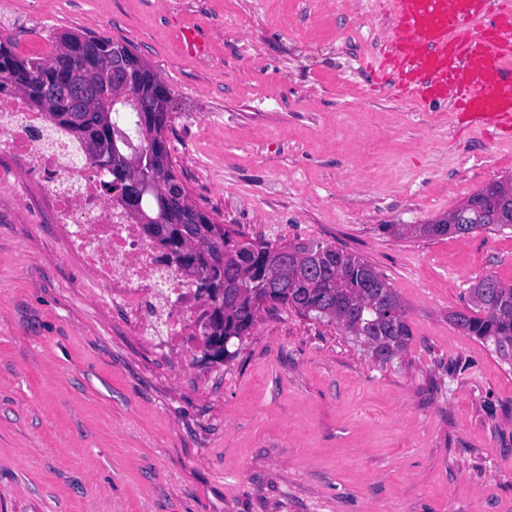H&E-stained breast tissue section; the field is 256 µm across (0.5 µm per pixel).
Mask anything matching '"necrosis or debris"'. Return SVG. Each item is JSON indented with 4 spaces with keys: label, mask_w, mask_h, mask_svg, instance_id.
Returning a JSON list of instances; mask_svg holds the SVG:
<instances>
[{
    "label": "necrosis or debris",
    "mask_w": 512,
    "mask_h": 512,
    "mask_svg": "<svg viewBox=\"0 0 512 512\" xmlns=\"http://www.w3.org/2000/svg\"><path fill=\"white\" fill-rule=\"evenodd\" d=\"M45 128V118L21 94L0 90V155L12 158L23 182L41 187L51 221L71 228L73 249L91 281L127 309L140 335L163 334L177 350L199 344L197 328L186 322L207 308L198 282L165 261L121 206L104 200L100 167L48 140Z\"/></svg>",
    "instance_id": "1"
}]
</instances>
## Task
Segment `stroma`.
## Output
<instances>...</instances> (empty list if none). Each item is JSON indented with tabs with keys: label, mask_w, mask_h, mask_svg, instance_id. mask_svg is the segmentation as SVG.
I'll list each match as a JSON object with an SVG mask.
<instances>
[{
	"label": "stroma",
	"mask_w": 512,
	"mask_h": 512,
	"mask_svg": "<svg viewBox=\"0 0 512 512\" xmlns=\"http://www.w3.org/2000/svg\"><path fill=\"white\" fill-rule=\"evenodd\" d=\"M66 31L128 43L171 89L194 205L359 255L413 340L384 361L285 308L227 359L142 340L0 159V512H512V366L450 320L475 280L512 285V234L403 231L512 175V138L396 94L378 0H0L18 55Z\"/></svg>",
	"instance_id": "1"
}]
</instances>
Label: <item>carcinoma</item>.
<instances>
[{
	"label": "carcinoma",
	"mask_w": 512,
	"mask_h": 512,
	"mask_svg": "<svg viewBox=\"0 0 512 512\" xmlns=\"http://www.w3.org/2000/svg\"><path fill=\"white\" fill-rule=\"evenodd\" d=\"M55 41L52 56L40 60L17 55L12 42L0 38V87L11 86L25 97L33 110L42 114L44 89L56 79L52 67L56 58L66 56L70 75L88 83L96 81L97 71L93 66L106 69L119 65L116 79L125 82L127 93L116 96L109 90L82 105L61 94L50 103L49 110H79L86 120L74 125L55 115L51 129L69 135L80 145L86 130L93 129L102 152L91 156V160L105 169L103 189L114 180L111 169L115 155L129 158L135 153L160 149L168 161V179L178 185L179 192L187 191L175 172L166 136L174 111L172 93L166 84L120 42L84 32L64 33ZM471 198L478 201L480 211L469 215V223L438 221L413 229L407 227L404 232L431 238L512 229V196L504 191L502 181L488 182ZM142 208L149 226L168 224L172 219V214L151 198L143 200ZM185 222L217 228V236L208 249L211 253L224 254L222 262H201L196 276L202 288L211 292L238 282L247 289V296L238 304L225 305V338L240 339L248 335L260 312L285 306L303 317L334 323L347 335L370 344L379 341L391 347L394 354L407 348L412 331L405 304L387 278L357 255L328 244H296L306 254L302 268L313 267L316 280L309 288L296 287L287 292L269 287L273 280L290 276L289 272L273 267L278 246L247 239L195 205L189 207ZM247 250L251 262L248 271L237 262ZM451 322L465 335L493 346L502 360L512 364V285L500 283L488 294L480 288H471L467 311L452 314Z\"/></svg>",
	"instance_id": "cac0c4a2"
}]
</instances>
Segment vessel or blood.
Instances as JSON below:
<instances>
[{"label": "vessel or blood", "mask_w": 512, "mask_h": 512, "mask_svg": "<svg viewBox=\"0 0 512 512\" xmlns=\"http://www.w3.org/2000/svg\"><path fill=\"white\" fill-rule=\"evenodd\" d=\"M399 95L512 135V0H388Z\"/></svg>", "instance_id": "obj_1"}]
</instances>
